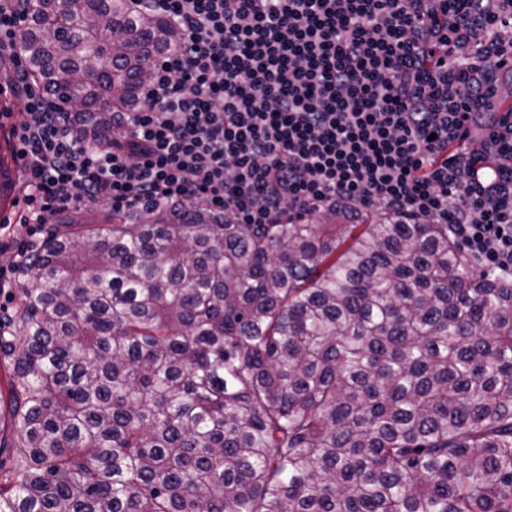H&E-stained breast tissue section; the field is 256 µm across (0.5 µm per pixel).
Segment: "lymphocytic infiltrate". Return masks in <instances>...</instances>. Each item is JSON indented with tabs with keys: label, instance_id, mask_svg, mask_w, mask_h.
Returning <instances> with one entry per match:
<instances>
[{
	"label": "lymphocytic infiltrate",
	"instance_id": "obj_1",
	"mask_svg": "<svg viewBox=\"0 0 512 512\" xmlns=\"http://www.w3.org/2000/svg\"><path fill=\"white\" fill-rule=\"evenodd\" d=\"M0 0V58L22 94L21 224L106 201L113 211L201 201L240 224L324 206L449 225L487 271L512 277V163L472 164L512 47L506 0H132L178 30L142 104L89 143L37 91ZM469 108L453 111L458 99Z\"/></svg>",
	"mask_w": 512,
	"mask_h": 512
}]
</instances>
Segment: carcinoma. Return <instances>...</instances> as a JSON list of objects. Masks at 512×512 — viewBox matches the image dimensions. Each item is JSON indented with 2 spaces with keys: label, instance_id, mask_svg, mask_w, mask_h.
Wrapping results in <instances>:
<instances>
[{
  "label": "carcinoma",
  "instance_id": "cac0c4a2",
  "mask_svg": "<svg viewBox=\"0 0 512 512\" xmlns=\"http://www.w3.org/2000/svg\"><path fill=\"white\" fill-rule=\"evenodd\" d=\"M176 42L128 0H38L23 33L92 142ZM22 271L0 512H512V280L446 224L162 203Z\"/></svg>",
  "mask_w": 512,
  "mask_h": 512
}]
</instances>
